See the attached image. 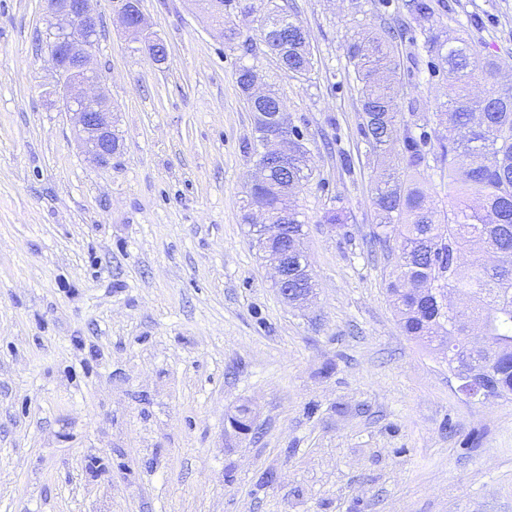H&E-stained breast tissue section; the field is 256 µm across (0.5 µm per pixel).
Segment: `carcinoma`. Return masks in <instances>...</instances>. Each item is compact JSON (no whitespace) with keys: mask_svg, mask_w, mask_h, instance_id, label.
Here are the masks:
<instances>
[{"mask_svg":"<svg viewBox=\"0 0 512 512\" xmlns=\"http://www.w3.org/2000/svg\"><path fill=\"white\" fill-rule=\"evenodd\" d=\"M410 22L419 26L432 70L448 76L445 131L405 137L395 155L398 110L391 86L397 29L390 24L361 33L347 45L361 106L359 134L372 153L382 156L383 174L374 188L379 223L373 244L388 249L396 242L399 262L390 294L407 335L432 344L448 356V370L464 375L485 371L499 396L512 395V85L498 81L500 65L480 56L464 37H448L437 27L432 0H405ZM257 30L282 28L279 41H266L282 69L305 76L312 54L305 28L286 8L274 5L256 19ZM253 68L238 70L237 84L256 116L254 150L264 145L270 124L262 113L287 117L277 91L269 88L254 101ZM481 93L474 92L478 82ZM307 149L289 148L288 173L281 171L251 184L248 205L272 218L270 247L292 251L294 298L313 288L303 249L304 222L293 194L311 178ZM448 164V201L429 199L418 178L430 162ZM469 302L448 308V295Z\"/></svg>","mask_w":512,"mask_h":512,"instance_id":"obj_1","label":"carcinoma"}]
</instances>
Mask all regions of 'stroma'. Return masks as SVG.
Instances as JSON below:
<instances>
[{"instance_id":"obj_1","label":"stroma","mask_w":512,"mask_h":512,"mask_svg":"<svg viewBox=\"0 0 512 512\" xmlns=\"http://www.w3.org/2000/svg\"><path fill=\"white\" fill-rule=\"evenodd\" d=\"M436 2L512 85V0ZM245 3L230 41L204 0H141L168 47L158 65L114 0H93L121 143L97 167L48 93L47 0H0V512H512V398L458 391L401 328L397 250L366 248L378 169L346 46L404 0H288L305 79L258 43L263 0ZM398 53L402 138L434 129L448 81L421 44ZM244 66L309 149L297 201L316 288L301 308L243 222Z\"/></svg>"}]
</instances>
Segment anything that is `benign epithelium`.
<instances>
[{
	"instance_id": "benign-epithelium-1",
	"label": "benign epithelium",
	"mask_w": 512,
	"mask_h": 512,
	"mask_svg": "<svg viewBox=\"0 0 512 512\" xmlns=\"http://www.w3.org/2000/svg\"><path fill=\"white\" fill-rule=\"evenodd\" d=\"M92 0H48L53 22L49 28L50 65L55 73L51 93L59 97L65 112L78 128L89 160L104 165L112 159L120 146V139L112 125V105L99 88L98 73L93 66L100 19L91 8ZM117 14L126 31L144 36L145 20L141 15L140 0H117ZM145 44L152 59L161 64L168 50L157 38L145 36ZM298 140L296 130L282 126L270 136L269 147L277 155L288 157V144ZM264 224H250L252 235L267 258L275 264L277 285L288 281V252H272L266 245Z\"/></svg>"
}]
</instances>
